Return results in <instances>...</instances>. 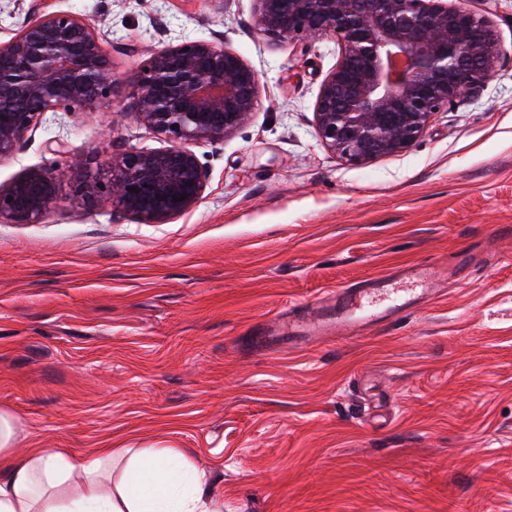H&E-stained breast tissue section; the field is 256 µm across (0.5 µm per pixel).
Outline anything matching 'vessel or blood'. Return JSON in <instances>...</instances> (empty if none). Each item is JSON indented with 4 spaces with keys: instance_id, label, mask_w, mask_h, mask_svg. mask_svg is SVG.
Here are the masks:
<instances>
[{
    "instance_id": "1",
    "label": "vessel or blood",
    "mask_w": 512,
    "mask_h": 512,
    "mask_svg": "<svg viewBox=\"0 0 512 512\" xmlns=\"http://www.w3.org/2000/svg\"><path fill=\"white\" fill-rule=\"evenodd\" d=\"M439 278L428 262L402 266L388 276L374 277L359 286L328 291L310 301L305 319H282L272 326L270 345L300 346L327 339L334 331L357 334L365 325L397 318L433 293Z\"/></svg>"
}]
</instances>
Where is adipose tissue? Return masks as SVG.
Returning <instances> with one entry per match:
<instances>
[{
  "label": "adipose tissue",
  "mask_w": 512,
  "mask_h": 512,
  "mask_svg": "<svg viewBox=\"0 0 512 512\" xmlns=\"http://www.w3.org/2000/svg\"><path fill=\"white\" fill-rule=\"evenodd\" d=\"M19 424L0 410V512H207L204 474L177 449L102 448L73 460L32 448L11 453ZM126 459L122 475L114 463Z\"/></svg>",
  "instance_id": "ef3b65f1"
}]
</instances>
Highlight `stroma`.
<instances>
[{"label":"stroma","mask_w":512,"mask_h":512,"mask_svg":"<svg viewBox=\"0 0 512 512\" xmlns=\"http://www.w3.org/2000/svg\"><path fill=\"white\" fill-rule=\"evenodd\" d=\"M500 55L406 152L353 165L322 143L339 45L260 34L255 0H0V43L43 14L92 22L122 84L96 112L47 118L0 163L81 167L168 140L135 115L133 75L184 39L223 40L260 76L258 106L193 149L202 200L165 224L62 179L28 224L0 221V409L16 454L158 441L203 468L224 512H512V0H468ZM65 143L62 153L51 141ZM466 269L431 300L348 339L256 349L276 316L405 264ZM387 397L375 418L359 393Z\"/></svg>","instance_id":"35a3bbf8"}]
</instances>
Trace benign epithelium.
<instances>
[{"label":"benign epithelium","instance_id":"obj_1","mask_svg":"<svg viewBox=\"0 0 512 512\" xmlns=\"http://www.w3.org/2000/svg\"><path fill=\"white\" fill-rule=\"evenodd\" d=\"M256 3L261 34L305 43L330 37L340 45L314 116L324 145L353 164L409 149L435 113L489 80L498 57L491 22L448 0ZM117 85L94 24L61 10L27 23L0 45V162L47 113L94 111ZM258 86V73L221 41L170 45L137 72L134 96L139 121L171 145L113 156L105 185L77 168L67 175L89 199L104 188L119 213L165 224L196 206L207 187L208 171L191 145L239 130L256 109ZM58 179L53 169L32 168L0 186V219L46 216L57 204Z\"/></svg>","mask_w":512,"mask_h":512}]
</instances>
